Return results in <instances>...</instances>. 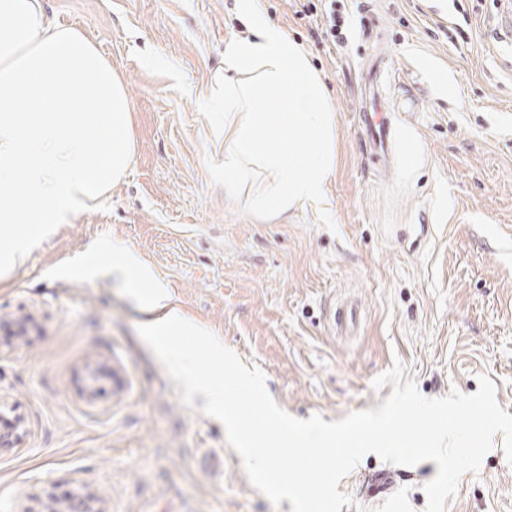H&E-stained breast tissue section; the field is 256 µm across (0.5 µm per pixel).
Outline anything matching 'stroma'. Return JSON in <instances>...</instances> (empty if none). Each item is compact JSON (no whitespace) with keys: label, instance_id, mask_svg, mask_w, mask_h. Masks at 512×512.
<instances>
[{"label":"stroma","instance_id":"obj_1","mask_svg":"<svg viewBox=\"0 0 512 512\" xmlns=\"http://www.w3.org/2000/svg\"><path fill=\"white\" fill-rule=\"evenodd\" d=\"M260 5L307 51L335 118L325 207L279 220L246 189L225 206L224 118L201 106L225 44L248 34L237 0H44L121 74L136 151L109 210L61 225L0 277V405L23 430L0 450V512L78 490L96 512H291L249 482L123 282L87 274L105 244L150 265L172 305L260 368L293 416L378 408L392 388L372 381L397 363L428 398L475 393L488 375L512 414V49L496 29L506 0H344L336 42L296 0ZM374 22L392 94L419 106L398 112L385 171L357 127ZM345 303L359 312L350 335L332 325ZM436 473L432 461L368 454L338 486L352 500L341 512H425ZM446 512H512L501 438Z\"/></svg>","mask_w":512,"mask_h":512}]
</instances>
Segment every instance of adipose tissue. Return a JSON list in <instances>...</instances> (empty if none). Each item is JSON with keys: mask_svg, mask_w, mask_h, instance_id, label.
Listing matches in <instances>:
<instances>
[{"mask_svg": "<svg viewBox=\"0 0 512 512\" xmlns=\"http://www.w3.org/2000/svg\"><path fill=\"white\" fill-rule=\"evenodd\" d=\"M239 10L253 35L225 44L223 87L204 106L224 110L225 203L236 201L255 165L264 172L254 188L255 207L278 218L294 208L325 202L333 171L334 115L304 48L265 16L258 0H239ZM92 268L123 279L147 316L148 335L163 342L170 366L223 413L227 425H237L238 415L226 408L225 396L245 380L232 373V358L223 347L213 348L217 364L212 376H201L191 354L167 342L171 336L196 335V328L168 309L165 288L132 252H102Z\"/></svg>", "mask_w": 512, "mask_h": 512, "instance_id": "adipose-tissue-1", "label": "adipose tissue"}]
</instances>
